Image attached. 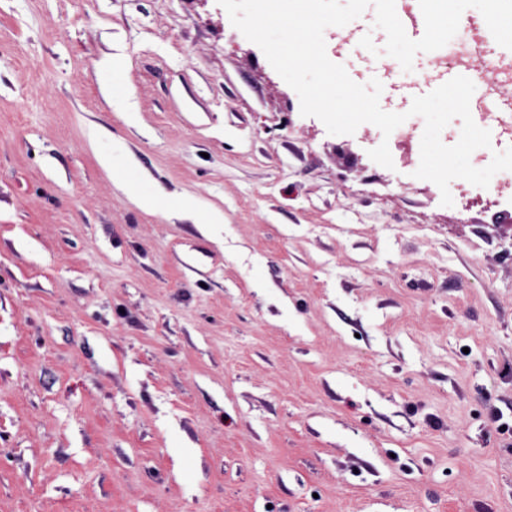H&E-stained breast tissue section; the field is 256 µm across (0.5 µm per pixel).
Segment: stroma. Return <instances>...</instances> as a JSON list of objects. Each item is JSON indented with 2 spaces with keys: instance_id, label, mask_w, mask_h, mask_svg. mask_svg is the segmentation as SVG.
<instances>
[{
  "instance_id": "1",
  "label": "stroma",
  "mask_w": 512,
  "mask_h": 512,
  "mask_svg": "<svg viewBox=\"0 0 512 512\" xmlns=\"http://www.w3.org/2000/svg\"><path fill=\"white\" fill-rule=\"evenodd\" d=\"M424 126L329 134L217 0H0V512H512V184ZM120 66L117 62L112 61V58L102 61L98 68V74L100 81L106 85H112V108L117 112H127L129 104L126 98L120 91H115L114 88L119 85L118 75ZM127 118L134 120L135 113L127 112ZM95 139L99 140L96 143H102L101 160L110 168L115 176L121 179L126 192L141 206L152 208L155 204L154 193L135 178L128 176V171L125 167L126 146L124 142L114 137L109 139L101 134H97Z\"/></svg>"
}]
</instances>
